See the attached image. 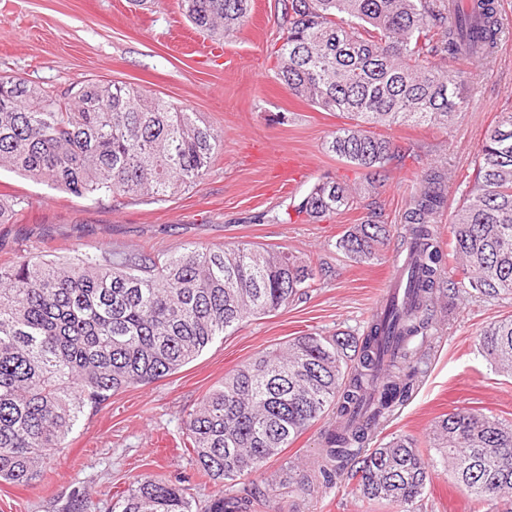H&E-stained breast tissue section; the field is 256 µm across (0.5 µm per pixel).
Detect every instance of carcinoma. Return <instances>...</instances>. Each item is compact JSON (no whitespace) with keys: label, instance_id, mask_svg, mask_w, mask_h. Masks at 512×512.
Here are the masks:
<instances>
[{"label":"carcinoma","instance_id":"carcinoma-1","mask_svg":"<svg viewBox=\"0 0 512 512\" xmlns=\"http://www.w3.org/2000/svg\"><path fill=\"white\" fill-rule=\"evenodd\" d=\"M251 0H179L216 42L249 22ZM278 76L292 95L349 123L326 142L336 159L367 171L366 185L314 184L296 211L313 220L357 208L379 176L407 154L384 128L446 126L466 111L468 76L501 40L495 0H278ZM221 136L188 108L126 84L83 80L59 96L0 76V168L83 199L161 201L207 175ZM451 172L423 173L402 214L410 257L406 299L385 304L362 335L305 334L242 364L188 414L186 440L199 474L214 482L252 474L331 413L321 477H352L363 497L416 512L437 464L481 509L512 502V424L477 410L432 427L439 461L410 436L366 447L382 419L417 382L419 349L433 328L441 285L496 299L512 296V112L486 132L473 184L455 207L452 254L462 281L445 280L433 225L448 202ZM25 199L0 194V224ZM391 226L372 210L336 238L356 264L381 259ZM316 287L311 263L241 242L100 259L24 258L0 268V483L41 480L51 454L85 412L112 394L167 377L248 319L268 316ZM495 370L512 374V317L478 337ZM264 491L219 496L208 512H251ZM59 512H95L81 492ZM112 512H194L186 488L143 476L112 498Z\"/></svg>","mask_w":512,"mask_h":512}]
</instances>
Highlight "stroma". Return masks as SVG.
<instances>
[{"label": "stroma", "instance_id": "obj_1", "mask_svg": "<svg viewBox=\"0 0 512 512\" xmlns=\"http://www.w3.org/2000/svg\"><path fill=\"white\" fill-rule=\"evenodd\" d=\"M498 5L502 38L495 59L469 84V109L445 128H393L396 143L415 152V159L392 167L377 192L362 197L356 209L313 221L296 214L295 207L314 183L330 177L361 185L366 173L325 148L342 118L296 98L280 81L270 56L281 25L278 0H254L249 26L208 57L200 52L204 35L185 19L178 0H156L149 10L130 0H0V75L57 94L90 78L126 83L188 106L223 138L204 179L161 202H92L1 170L0 193L24 197L27 207L16 223L0 224V266L25 257H98L110 249L175 253L250 242L332 268L307 299L244 323L174 374L116 392L99 408L86 410L40 482L0 484V512H58L76 489L89 495L96 512H111L113 493L141 475L184 481L198 512L218 493L242 496L254 487L267 494L255 512H394L364 498L347 473L307 492L289 486V464L305 475L317 471L327 420L225 487L198 475L192 451L184 446V422L205 394L258 354L311 332L361 333L383 296L399 244L391 242L384 259L372 264L338 256L333 244L372 203L381 205L388 224L400 227L421 175L437 164L452 172L449 208L435 226L441 245H448L451 209L468 189L484 134L500 112L512 109V0ZM291 160L306 171L289 182L277 167ZM508 316L512 298L464 293L442 298L420 382L376 431L374 442L410 435L431 461L438 456L431 428L454 409L512 423V375L495 371L477 345L485 326ZM472 510L453 476L436 469L419 512Z\"/></svg>", "mask_w": 512, "mask_h": 512}]
</instances>
